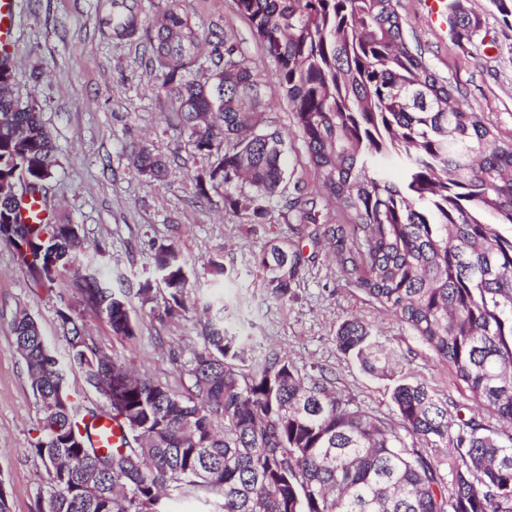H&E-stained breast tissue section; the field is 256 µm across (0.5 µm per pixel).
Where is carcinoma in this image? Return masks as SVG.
I'll use <instances>...</instances> for the list:
<instances>
[{
  "mask_svg": "<svg viewBox=\"0 0 512 512\" xmlns=\"http://www.w3.org/2000/svg\"><path fill=\"white\" fill-rule=\"evenodd\" d=\"M256 40L275 64L310 163L319 203L298 187L286 204L296 221L315 226L341 269L370 297L410 326L449 363L474 399L512 426V144L478 112L452 104V88L404 34L398 0H236ZM450 23L461 39L475 33L467 14ZM117 37L137 30L136 15L113 0L107 19ZM151 63L170 100L176 126L205 166L197 179L224 188V204L256 221L283 192L285 140L270 120L261 83L224 34V56L191 66L201 36L174 3L149 37ZM57 148L34 104L0 93V189L25 172L26 194L47 203L44 184ZM404 172L400 184L390 165ZM159 181L167 158L145 146L133 158ZM348 217L355 240L326 211ZM70 224H26L21 204L0 196V241L14 249L34 285L55 280L72 263ZM153 266L166 294L159 319L186 308V272L173 244H160ZM269 297L288 300L302 251L270 242L254 254ZM83 291L113 334L136 338L126 292L94 275ZM207 320L203 342L180 393L90 345L69 308L58 316L69 344L60 363L25 313L12 326L16 350L43 410L33 446L48 475L35 512H170L168 500L194 496L207 512H512V433L474 422L453 435L448 406L402 374V355L358 318L336 330L337 349L377 379L394 382L403 429L416 441L456 442L465 468L447 482L440 464L408 449L381 418L342 399L320 373L303 377L270 349L245 372L236 361L247 341L229 334L222 300L197 298ZM110 390L124 445L93 446L89 423L75 420L66 370Z\"/></svg>",
  "mask_w": 512,
  "mask_h": 512,
  "instance_id": "obj_1",
  "label": "carcinoma"
}]
</instances>
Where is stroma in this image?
Here are the masks:
<instances>
[{
	"label": "stroma",
	"instance_id": "obj_1",
	"mask_svg": "<svg viewBox=\"0 0 512 512\" xmlns=\"http://www.w3.org/2000/svg\"><path fill=\"white\" fill-rule=\"evenodd\" d=\"M112 0H23L12 58L15 87L32 100L51 131L58 163L46 182L54 219L75 225L82 243L76 258L59 269L51 287L33 285L12 248L0 241V487L10 512H34L48 480L35 455L43 412L13 344L12 324L28 312L40 324L49 348L66 360L69 345L57 315L70 308L82 318L88 342L153 380L181 390L184 372L202 345L205 315L187 308L158 320L143 307L137 289L154 278L152 255L174 243L187 273L188 299L224 296L240 306L230 332L248 337L244 365L267 349L287 354L302 374L324 372L352 406L398 424L393 384L365 374L336 347L341 322L357 318L374 325L382 340L403 356L405 377L427 385L448 405L456 427L476 421L499 428L498 417L480 406L414 331L366 295L342 272L324 240L298 238L283 197L270 203L262 223L250 224L224 206L223 189L200 193L203 163L173 124L161 78L148 60L147 36L166 0H126L139 23L135 36L115 37L102 19ZM179 10L199 26L201 61L224 51L218 37L230 33L240 54L260 75L267 111L286 142L284 161L291 181L319 193L320 187L287 100L272 76L273 63L240 16L235 0H176ZM476 23L472 40L457 39L447 21L431 24L424 0H400L407 35L418 43L429 67L450 82L458 105L481 113L499 138L512 142V14L492 0H457ZM145 146L169 160L161 181H151L132 164ZM301 239L303 270L287 301L270 299L251 255L272 239ZM223 259L229 277L215 285L208 263ZM109 275L127 289V307L138 322V336L127 341L112 333L83 293L85 276Z\"/></svg>",
	"mask_w": 512,
	"mask_h": 512
}]
</instances>
